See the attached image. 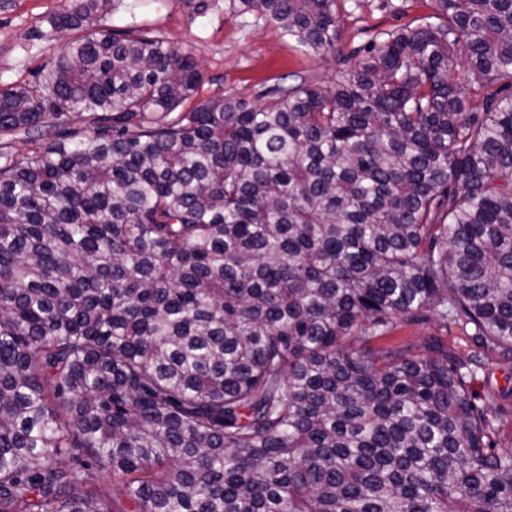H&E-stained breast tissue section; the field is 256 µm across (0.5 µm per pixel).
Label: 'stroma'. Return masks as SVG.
Here are the masks:
<instances>
[{"mask_svg": "<svg viewBox=\"0 0 512 512\" xmlns=\"http://www.w3.org/2000/svg\"><path fill=\"white\" fill-rule=\"evenodd\" d=\"M65 0H0V86L34 81L60 50L49 18ZM342 39L336 54L319 58L294 40L265 25L258 13H240L234 0H112L108 30L143 28L176 48L192 50L202 62V82L183 110L215 97H246L259 102L262 93L298 74L320 81L352 66L364 56L377 33L396 30L430 13L431 0H338ZM435 336L449 351L467 357L475 346L458 325L432 316L399 322L375 339L378 347L406 342L421 344ZM469 389L481 399L512 405V363L496 354L485 356L483 370Z\"/></svg>", "mask_w": 512, "mask_h": 512, "instance_id": "stroma-1", "label": "stroma"}]
</instances>
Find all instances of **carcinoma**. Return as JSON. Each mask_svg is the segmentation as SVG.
I'll use <instances>...</instances> for the list:
<instances>
[{
  "instance_id": "obj_1",
  "label": "carcinoma",
  "mask_w": 512,
  "mask_h": 512,
  "mask_svg": "<svg viewBox=\"0 0 512 512\" xmlns=\"http://www.w3.org/2000/svg\"><path fill=\"white\" fill-rule=\"evenodd\" d=\"M336 2L238 10L325 57ZM433 2L327 85L177 114L193 54L51 18L0 87L43 139L0 164V512H512L483 357L372 344L435 314L512 360V0Z\"/></svg>"
}]
</instances>
